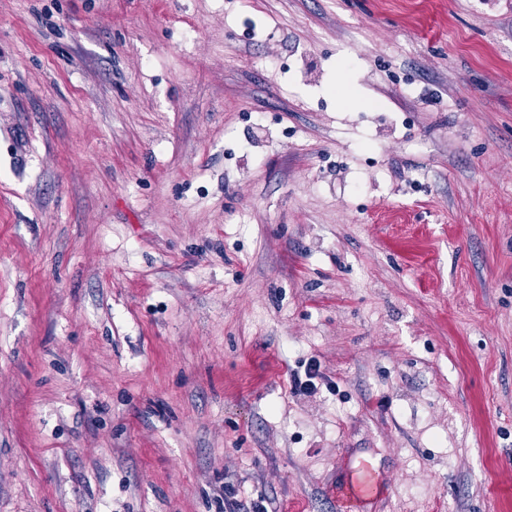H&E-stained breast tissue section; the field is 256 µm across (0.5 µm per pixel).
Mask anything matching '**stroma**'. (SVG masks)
<instances>
[{
	"mask_svg": "<svg viewBox=\"0 0 512 512\" xmlns=\"http://www.w3.org/2000/svg\"><path fill=\"white\" fill-rule=\"evenodd\" d=\"M363 459L512 512V0H0V512ZM304 377L302 378L296 374L293 376L292 390L294 393L312 394L317 390L316 380L322 378L320 374V365L315 361L311 360L306 365L304 370Z\"/></svg>",
	"mask_w": 512,
	"mask_h": 512,
	"instance_id": "35a3bbf8",
	"label": "stroma"
}]
</instances>
